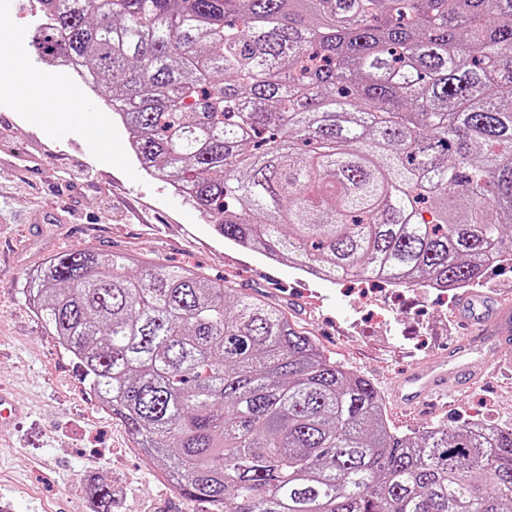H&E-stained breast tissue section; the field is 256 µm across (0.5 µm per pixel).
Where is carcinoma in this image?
<instances>
[{"mask_svg":"<svg viewBox=\"0 0 512 512\" xmlns=\"http://www.w3.org/2000/svg\"><path fill=\"white\" fill-rule=\"evenodd\" d=\"M33 46L224 240L322 281L471 288L512 263V0H38ZM41 323L210 512H512V427L387 424L282 309L95 246ZM89 494L112 512V486Z\"/></svg>","mask_w":512,"mask_h":512,"instance_id":"1","label":"carcinoma"}]
</instances>
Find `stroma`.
I'll list each match as a JSON object with an SVG mask.
<instances>
[{"label":"stroma","instance_id":"1","mask_svg":"<svg viewBox=\"0 0 512 512\" xmlns=\"http://www.w3.org/2000/svg\"><path fill=\"white\" fill-rule=\"evenodd\" d=\"M0 67L13 65L17 30L37 25L36 0H0ZM0 89V107L15 110L10 137L40 138L43 179L0 178V386L26 412L0 426V512H91L89 485L112 486V512H205L160 477L133 449L124 425L102 404L83 371L37 319L22 293L25 280L58 252L89 244L115 252L201 267L237 289L281 305L338 363L365 376L383 394L392 428L412 433L437 422L485 420L512 426V377L477 364L472 386L454 393L450 409L407 414L387 393L412 362L447 351L463 333L455 319L457 292L382 284H330L226 242L165 183L144 174L128 149L129 133L109 122L111 149L93 135L72 141L68 113L41 111L54 95ZM80 187L62 197L59 179ZM55 205L63 221L31 224L35 209Z\"/></svg>","mask_w":512,"mask_h":512}]
</instances>
